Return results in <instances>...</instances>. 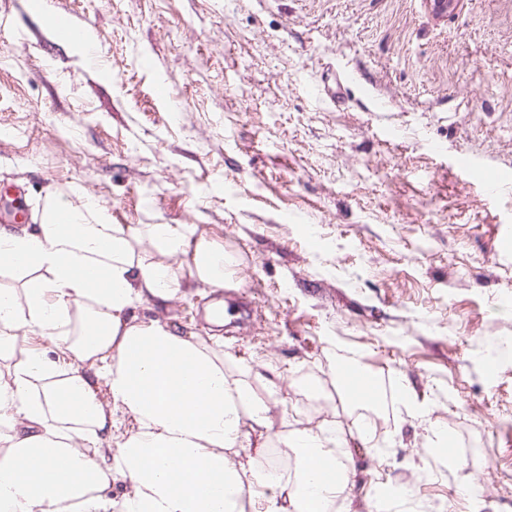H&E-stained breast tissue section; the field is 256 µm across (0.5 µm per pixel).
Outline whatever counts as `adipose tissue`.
I'll use <instances>...</instances> for the list:
<instances>
[{"label":"adipose tissue","instance_id":"adipose-tissue-1","mask_svg":"<svg viewBox=\"0 0 512 512\" xmlns=\"http://www.w3.org/2000/svg\"><path fill=\"white\" fill-rule=\"evenodd\" d=\"M141 238L191 253L192 275L223 287V247L171 224L121 228L94 202L58 199L33 230L0 227V358L30 331L69 356L63 367L34 353L0 379V512H239L241 469L224 451L239 442L243 417L266 422L268 405L191 337L132 318L137 303L176 294L181 278L180 265L138 257ZM116 408L137 430L111 450ZM335 439L332 428L286 439L299 461L293 483L252 473L273 491L265 512H326L351 480L348 468L331 480L313 466ZM116 481L131 494L113 498Z\"/></svg>","mask_w":512,"mask_h":512}]
</instances>
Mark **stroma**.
<instances>
[{
    "mask_svg": "<svg viewBox=\"0 0 512 512\" xmlns=\"http://www.w3.org/2000/svg\"><path fill=\"white\" fill-rule=\"evenodd\" d=\"M329 66L339 106L311 94ZM49 199L232 257L243 332L213 334L218 291L187 253L179 292L133 310L268 399L228 459L292 476L285 437L332 424L338 512H380L395 481L392 512H512V0H0V220L32 229ZM352 360L423 415L396 404L357 447L355 405L328 421L312 403Z\"/></svg>",
    "mask_w": 512,
    "mask_h": 512,
    "instance_id": "35a3bbf8",
    "label": "stroma"
}]
</instances>
